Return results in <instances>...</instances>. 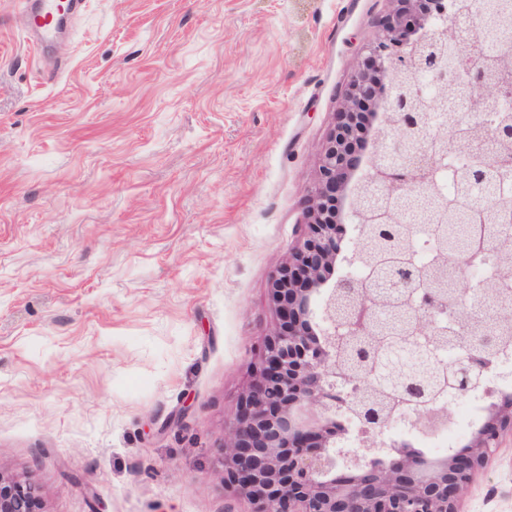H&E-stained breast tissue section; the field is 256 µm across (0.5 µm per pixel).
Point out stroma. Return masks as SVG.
Wrapping results in <instances>:
<instances>
[{
    "label": "stroma",
    "mask_w": 512,
    "mask_h": 512,
    "mask_svg": "<svg viewBox=\"0 0 512 512\" xmlns=\"http://www.w3.org/2000/svg\"><path fill=\"white\" fill-rule=\"evenodd\" d=\"M387 6L81 0L44 49L0 0V464L37 512H250L224 427ZM459 509L512 512V430Z\"/></svg>",
    "instance_id": "obj_1"
}]
</instances>
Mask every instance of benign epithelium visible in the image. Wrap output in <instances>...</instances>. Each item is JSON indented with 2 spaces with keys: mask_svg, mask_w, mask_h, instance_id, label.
I'll use <instances>...</instances> for the list:
<instances>
[{
  "mask_svg": "<svg viewBox=\"0 0 512 512\" xmlns=\"http://www.w3.org/2000/svg\"><path fill=\"white\" fill-rule=\"evenodd\" d=\"M389 9L364 47L336 122L322 147L319 173L309 189L308 222L288 262L272 276L271 302L276 323L265 340L256 374L241 398L235 417L224 429V488L247 498L252 512H458L462 490L496 449L500 432L512 427V411L484 423L478 441L437 468L426 460L391 453L378 468L354 467L357 452L343 448L347 430L337 425L336 407L346 408L359 443L382 445L391 423L404 419L414 430L430 433L444 423L450 401L484 388L498 366L484 365L468 354L469 334L450 366L451 382L442 397L424 401L398 398L384 413L357 404L351 378L341 368L343 350L360 335L369 317L387 309L376 298L375 273L357 278L343 273L338 260L359 252L361 235L343 252L345 223L388 224L408 192L423 186L415 166L399 163L414 126L398 116L400 77L416 64V52L429 43L456 39L455 18L448 0H387ZM468 89V120L476 123L485 103L495 100L512 113V71L488 82L475 75ZM382 111L385 125L396 124L392 136L373 135L366 145L361 119ZM467 171L487 168L512 172V155L504 157L483 140L470 150ZM430 169L445 175L446 139L432 141ZM349 199L347 219L336 204ZM473 256L451 258L467 288ZM396 292L409 311L396 335L419 348L430 337L448 331V300L401 282ZM40 488L0 469V512H33Z\"/></svg>",
  "mask_w": 512,
  "mask_h": 512,
  "instance_id": "obj_1",
  "label": "benign epithelium"
}]
</instances>
